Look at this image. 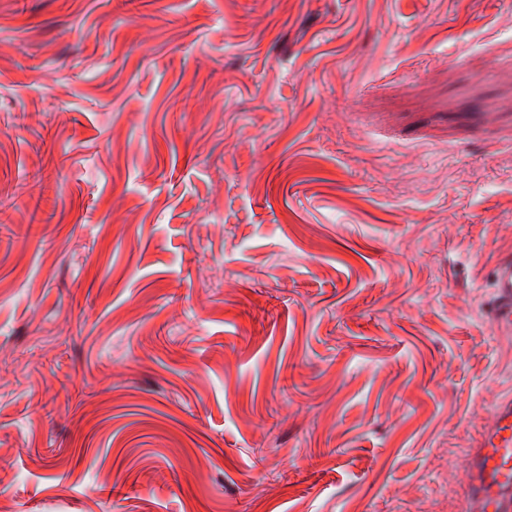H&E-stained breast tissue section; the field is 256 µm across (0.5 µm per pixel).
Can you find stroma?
<instances>
[{
	"label": "stroma",
	"instance_id": "1",
	"mask_svg": "<svg viewBox=\"0 0 512 512\" xmlns=\"http://www.w3.org/2000/svg\"><path fill=\"white\" fill-rule=\"evenodd\" d=\"M509 254L512 0H0V512H467ZM484 313L496 328L512 330V257L501 259L493 268L491 297Z\"/></svg>",
	"mask_w": 512,
	"mask_h": 512
}]
</instances>
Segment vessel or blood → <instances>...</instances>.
Segmentation results:
<instances>
[{
    "label": "vessel or blood",
    "mask_w": 512,
    "mask_h": 512,
    "mask_svg": "<svg viewBox=\"0 0 512 512\" xmlns=\"http://www.w3.org/2000/svg\"><path fill=\"white\" fill-rule=\"evenodd\" d=\"M488 321L512 330V257L496 263L491 297L484 306ZM473 482L468 491L469 512H512V401L492 408V423L469 457Z\"/></svg>",
    "instance_id": "vessel-or-blood-1"
}]
</instances>
